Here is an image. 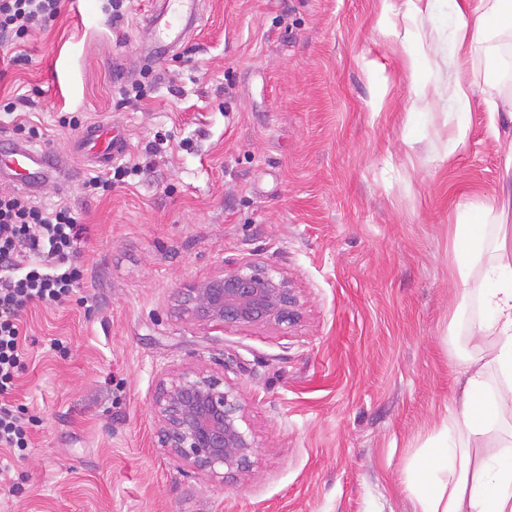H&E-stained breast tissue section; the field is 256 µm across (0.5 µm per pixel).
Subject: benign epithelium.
I'll return each instance as SVG.
<instances>
[{
  "instance_id": "1",
  "label": "benign epithelium",
  "mask_w": 512,
  "mask_h": 512,
  "mask_svg": "<svg viewBox=\"0 0 512 512\" xmlns=\"http://www.w3.org/2000/svg\"><path fill=\"white\" fill-rule=\"evenodd\" d=\"M224 274L181 289L176 311L212 328L281 326L298 318L300 295L288 275L257 260L227 262ZM215 367L189 364L161 378L151 411L158 443L194 472L221 484L250 472L257 443L239 383Z\"/></svg>"
}]
</instances>
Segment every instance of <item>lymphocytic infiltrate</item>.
<instances>
[{
    "instance_id": "f902f5d3",
    "label": "lymphocytic infiltrate",
    "mask_w": 512,
    "mask_h": 512,
    "mask_svg": "<svg viewBox=\"0 0 512 512\" xmlns=\"http://www.w3.org/2000/svg\"><path fill=\"white\" fill-rule=\"evenodd\" d=\"M61 0H0V44L11 45L30 29L55 19ZM85 226L60 203L53 209L0 192V448L22 456L31 444L17 380L28 357L22 314L28 307H61L81 279L78 258Z\"/></svg>"
}]
</instances>
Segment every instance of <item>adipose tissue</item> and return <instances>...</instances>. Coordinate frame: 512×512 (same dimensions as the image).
I'll list each match as a JSON object with an SVG mask.
<instances>
[{
    "instance_id": "1",
    "label": "adipose tissue",
    "mask_w": 512,
    "mask_h": 512,
    "mask_svg": "<svg viewBox=\"0 0 512 512\" xmlns=\"http://www.w3.org/2000/svg\"><path fill=\"white\" fill-rule=\"evenodd\" d=\"M448 20L464 50L491 31H512V0H455ZM495 224L487 242V224ZM452 273L479 313L468 334L470 354L456 371L465 380L448 421L405 471L413 512H512V180L499 199L473 206L455 225Z\"/></svg>"
}]
</instances>
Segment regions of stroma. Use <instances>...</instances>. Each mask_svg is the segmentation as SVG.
<instances>
[{
	"label": "stroma",
	"instance_id": "35a3bbf8",
	"mask_svg": "<svg viewBox=\"0 0 512 512\" xmlns=\"http://www.w3.org/2000/svg\"><path fill=\"white\" fill-rule=\"evenodd\" d=\"M205 2L149 66L151 0L117 19L106 0H62L0 48V103L27 102L0 113L1 137L25 122L73 154L104 121L143 168L97 199L76 180L32 199L78 211L83 274L71 302L22 315L31 446L0 449V512H412L401 476L461 393L478 311L448 273V227L512 174L484 103L512 110V67L487 82L496 39L450 67L453 0ZM452 73L473 94L450 159ZM140 81L145 99L122 104ZM241 259L295 282L294 324L174 314L181 288ZM231 355L258 448L253 475L222 485L159 448L150 404L164 372Z\"/></svg>",
	"mask_w": 512,
	"mask_h": 512
}]
</instances>
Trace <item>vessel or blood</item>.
Returning <instances> with one entry per match:
<instances>
[{"label": "vessel or blood", "mask_w": 512, "mask_h": 512, "mask_svg": "<svg viewBox=\"0 0 512 512\" xmlns=\"http://www.w3.org/2000/svg\"><path fill=\"white\" fill-rule=\"evenodd\" d=\"M200 19L199 0H153L145 20L152 29L156 48L154 59H161L177 49ZM81 146L93 167L105 169L125 153V141L114 134L111 124L95 123L84 131ZM73 177L68 160L54 150L30 142L13 141L0 150V174L12 176L18 187L37 193L39 182L50 173Z\"/></svg>", "instance_id": "1"}]
</instances>
